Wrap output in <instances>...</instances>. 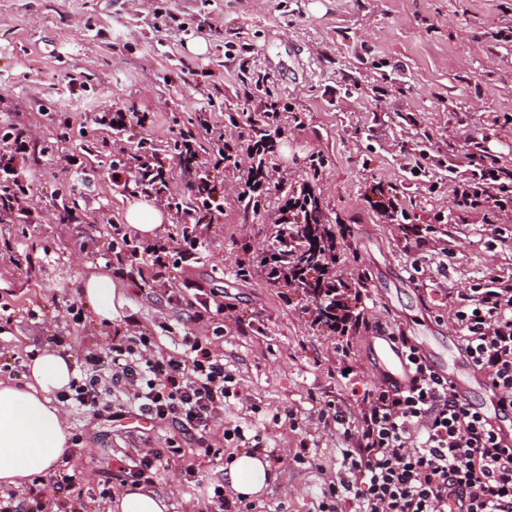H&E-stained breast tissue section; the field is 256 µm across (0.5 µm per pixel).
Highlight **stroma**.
<instances>
[{
  "mask_svg": "<svg viewBox=\"0 0 512 512\" xmlns=\"http://www.w3.org/2000/svg\"><path fill=\"white\" fill-rule=\"evenodd\" d=\"M154 8L153 0H0V114L33 137L24 173L36 217L32 224L0 221V303L10 315L0 334V376H21L24 357L49 345L83 360L125 329L129 317L163 350H173L161 326L176 324L188 308L168 301L167 292L223 289L250 326L243 336L238 324L227 323L223 349L252 402H228L212 437L220 439L228 425L258 428L281 458L273 466L277 481L255 499L259 512H317L324 483L340 467L343 443L311 413L316 399L344 401L348 392L332 374L334 337L310 328L277 289L234 272L245 232L258 247L272 226L251 223L227 201L224 223L207 232L199 260L159 277L145 269L140 286L116 278L126 300L123 315L101 324L80 285L91 272L112 268L110 226L123 223L132 197L111 188L112 155L102 145L107 132L85 156L77 190L68 186L62 159L78 152L81 124L101 109L147 113L126 145L132 157L143 138L165 147L172 129L187 126L205 101L235 115L247 108L248 95L269 90L292 108L291 133L273 161L299 186L306 180L305 157L324 154L327 166L314 191L327 223L353 227L343 270L365 274L371 321L431 335L425 353L440 363L455 332L448 303L435 302L427 283L456 300L486 267L512 276V226L496 242L485 226L450 223L446 236L418 254L406 250L396 225L377 219L364 194L373 181L396 185L421 224L453 211L448 195L411 185V134L403 121L410 112L437 146L460 149L457 134L464 129L512 160V0H165L164 10L194 24L188 35L158 31ZM69 74L87 79L86 91L70 94ZM384 79L393 92L382 104L368 88ZM445 249L454 259L441 275ZM73 302L83 309L78 327L67 311ZM292 411L307 421V464L283 460L300 440L288 419ZM65 417L82 441L58 469L79 477L87 512H106L100 478L115 459L171 433L134 414L119 421L70 411ZM225 465L221 457L205 463L196 485L180 483L172 468L154 488L166 495L169 512H210V486L222 479Z\"/></svg>",
  "mask_w": 512,
  "mask_h": 512,
  "instance_id": "obj_1",
  "label": "stroma"
}]
</instances>
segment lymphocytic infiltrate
I'll list each match as a JSON object with an SVG mask.
<instances>
[{"instance_id":"obj_1","label":"lymphocytic infiltrate","mask_w":512,"mask_h":512,"mask_svg":"<svg viewBox=\"0 0 512 512\" xmlns=\"http://www.w3.org/2000/svg\"><path fill=\"white\" fill-rule=\"evenodd\" d=\"M246 122L218 125L209 110H201L192 127L172 138L169 152L142 141L135 157L137 176L154 191L160 205L174 212L180 233L167 240L145 241L126 225H112V254L116 274L132 276L139 265L157 271L197 260L205 248L201 228L224 214L221 170L234 179L232 190L252 221L273 225L266 245L243 243L249 261L237 262V274L277 288L281 299L301 294V314L313 328L336 338L335 372L353 405L328 399L316 406L317 422L336 431L343 442L340 468L321 491L317 512H512V438L472 403L462 400L448 380L440 377L404 333H395L411 378L400 388L361 379L353 368L352 336L369 328L363 300L365 275L345 277L340 255L349 245L351 227L326 223L319 200L310 188L288 190V173L272 162L284 133L283 108L278 99H258ZM133 114L103 109L92 123L112 132L113 185L126 175L123 161ZM465 150L452 165H444L441 151L422 134L408 153V169L415 184L428 193L447 189L452 196L454 223L470 220L491 225L493 237L504 235L512 222V164L492 154L483 139L465 137ZM32 148L24 126L0 121V214L30 216L29 190L21 167ZM176 157L192 165L196 194L184 202L168 184L167 160ZM447 166L448 180H431L438 166ZM280 192L276 210L265 207L272 192ZM370 209L385 224L398 225L407 245L428 246L441 232L444 213L430 224L413 223L396 188L369 184ZM451 324L472 365L512 408V279L493 269L472 285L467 298L451 306ZM177 350L163 351L152 337L134 330L114 334L101 351L85 356L84 367L59 402L85 414L122 417L127 409L174 428L163 446L135 449L117 469L104 471L105 481L154 483L169 467H178L180 480L195 482L196 461L186 456L180 438L197 435L204 456H218L209 444L211 427L224 414L229 400L244 394L224 366V352L214 336L178 330ZM80 499H42L41 495L10 491L0 494V512H81Z\"/></svg>"}]
</instances>
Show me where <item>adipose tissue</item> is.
Instances as JSON below:
<instances>
[{"instance_id": "ef3b65f1", "label": "adipose tissue", "mask_w": 512, "mask_h": 512, "mask_svg": "<svg viewBox=\"0 0 512 512\" xmlns=\"http://www.w3.org/2000/svg\"><path fill=\"white\" fill-rule=\"evenodd\" d=\"M82 289L99 320L112 321L123 306L109 275H90ZM75 374L71 354L45 348L29 360L22 378H0V487L17 488L53 473L69 452L66 418L53 396ZM225 476L232 489L247 498L259 495L276 479L265 456L253 452L235 456ZM109 509L168 512V503L146 485H126L115 493Z\"/></svg>"}]
</instances>
